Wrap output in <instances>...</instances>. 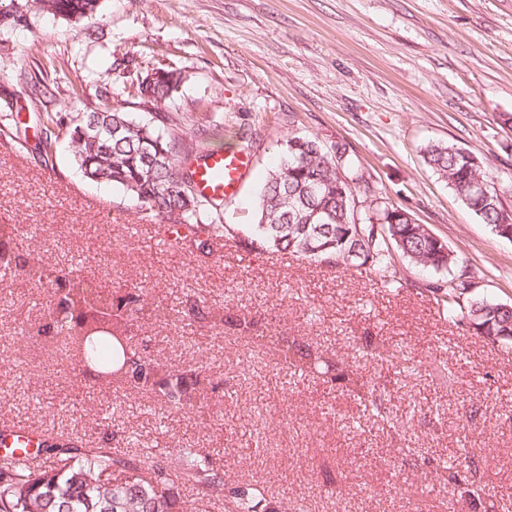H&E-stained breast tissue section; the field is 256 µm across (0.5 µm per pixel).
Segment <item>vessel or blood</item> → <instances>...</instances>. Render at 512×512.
I'll return each mask as SVG.
<instances>
[{
    "instance_id": "b4317fda",
    "label": "vessel or blood",
    "mask_w": 512,
    "mask_h": 512,
    "mask_svg": "<svg viewBox=\"0 0 512 512\" xmlns=\"http://www.w3.org/2000/svg\"><path fill=\"white\" fill-rule=\"evenodd\" d=\"M250 153L244 149H207L192 156L194 186L199 195L209 200L233 196L243 176L250 169ZM159 236L166 243L181 247L196 243L203 233L193 225H166ZM77 437H62L52 432L36 430L22 424H0L1 448H35L81 446Z\"/></svg>"
}]
</instances>
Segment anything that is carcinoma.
<instances>
[{
    "label": "carcinoma",
    "instance_id": "carcinoma-1",
    "mask_svg": "<svg viewBox=\"0 0 512 512\" xmlns=\"http://www.w3.org/2000/svg\"><path fill=\"white\" fill-rule=\"evenodd\" d=\"M54 15L81 20L97 11L99 0H42ZM27 22L19 5L0 11V28L8 30ZM162 73L132 95L126 83L104 92L101 107L65 121L58 113L42 118V162L50 167L53 144L69 140L78 168L93 181H105L123 192L148 221L160 224H205L208 237L198 241V250H211L213 238L231 231L224 223L221 203L200 197L193 187L192 171L183 167L192 145L170 118L158 122L138 119L131 112L108 106L110 98L144 107L175 99L184 81L182 71L160 65ZM46 68L27 74L31 93H51ZM425 162L448 181L461 201L480 220L497 229L504 214L499 190L481 188L463 149L433 145ZM363 176L344 157L340 148L323 149L311 138L292 136L280 164L269 173L255 201L256 223L250 243L260 249L287 250L313 263L354 269L385 287L401 284L392 250L410 261L436 271L451 270L460 259L452 251L420 232V224L408 211L387 204L372 211L357 207L359 196L369 193L361 186ZM360 223H353L354 213ZM23 280L47 289L45 324L35 335L51 332L68 340H80L81 360L142 394H159L169 404L198 410L214 395L219 384L192 365L163 370L145 363L132 344V337L114 331L85 335L86 320L106 321L117 315L135 323L150 319L157 325L198 322L218 332L224 328L244 334L279 351L284 369L308 371L327 384H337L372 407V414L387 420L381 396L363 372L319 345L298 343L262 327L253 315L231 316L224 309L206 306L197 299L180 308L145 307L144 291L117 288L105 295L73 266L46 265L29 249L27 233L17 224H0V282ZM439 311L456 323L469 324L477 334L493 342L512 343V306L471 292V283L451 277L448 285H431ZM365 348L372 359L388 362L397 358L384 336H366ZM31 463L9 449L0 458V512H177L176 501L167 492L171 472H178L204 490L214 486L219 470L209 454L197 448H181L166 454V460L123 457L110 448H37ZM429 480L448 488L452 505L468 504L476 512H502L500 501L480 494L472 475L461 465L439 460ZM260 490L242 491L236 497V512H258Z\"/></svg>",
    "mask_w": 512,
    "mask_h": 512
}]
</instances>
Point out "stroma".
Segmentation results:
<instances>
[{
	"label": "stroma",
	"mask_w": 512,
	"mask_h": 512,
	"mask_svg": "<svg viewBox=\"0 0 512 512\" xmlns=\"http://www.w3.org/2000/svg\"><path fill=\"white\" fill-rule=\"evenodd\" d=\"M24 11L26 25L0 33V86L20 92L31 115L24 151L0 149V224L23 225L48 265L78 264L103 285L144 289L151 303L197 297L258 314L273 332L365 369L390 414L410 425L414 454L396 457L400 434L348 393L282 369L278 354L250 339L197 324L145 321L140 333L148 358L195 365L220 382L201 410L86 377L55 339L33 347L46 292L22 281L0 287V360L9 362L0 368V422L132 455L201 449L223 481L204 491L173 478L184 512H231L234 494L252 487L276 512H452L447 488L424 478L464 445L475 452L479 487L512 512V344L443 317L425 286L446 272L396 257L403 285L394 291L249 243L257 192L287 136L306 135L344 149L377 205L413 214L460 257L455 274L512 305V240L481 223L423 160L438 143L471 152L512 208V0H99L77 22L39 0ZM122 59L133 72L155 61L183 71L165 110L194 145L252 138L251 171L224 201L235 233L223 252L165 247L120 190L83 177L66 140L53 169L40 164L39 113L98 108ZM40 64L65 78L36 103L20 74ZM367 333L387 336L404 359L368 366ZM435 355L447 359L450 383L432 376Z\"/></svg>",
	"instance_id": "35a3bbf8"
}]
</instances>
